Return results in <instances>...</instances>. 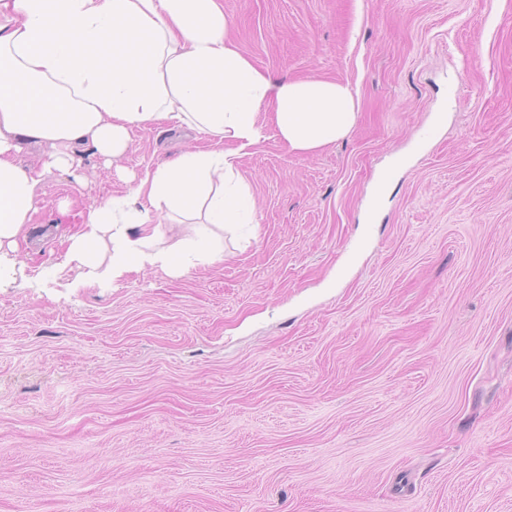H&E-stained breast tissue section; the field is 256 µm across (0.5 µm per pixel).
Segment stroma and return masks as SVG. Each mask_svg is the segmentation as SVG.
Listing matches in <instances>:
<instances>
[{"instance_id":"obj_1","label":"stroma","mask_w":512,"mask_h":512,"mask_svg":"<svg viewBox=\"0 0 512 512\" xmlns=\"http://www.w3.org/2000/svg\"><path fill=\"white\" fill-rule=\"evenodd\" d=\"M223 2L257 68L350 84L358 122L240 158L257 222L221 263L0 289V512H512V0ZM208 146L154 125L86 188L48 174L33 264Z\"/></svg>"}]
</instances>
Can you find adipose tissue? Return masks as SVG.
<instances>
[{"mask_svg":"<svg viewBox=\"0 0 512 512\" xmlns=\"http://www.w3.org/2000/svg\"><path fill=\"white\" fill-rule=\"evenodd\" d=\"M222 0H0V287L110 288L149 266L172 277L223 262L225 227L255 221L237 161L264 137L272 106L289 153H316L355 128L360 102L325 78L277 81L232 38ZM187 127L211 141L145 167L126 195L86 205L56 264L23 248L37 188L81 182L85 156L111 166L134 130ZM46 143L41 167L18 157ZM181 216L179 229L152 212ZM177 241H170L171 231Z\"/></svg>","mask_w":512,"mask_h":512,"instance_id":"obj_1","label":"adipose tissue"}]
</instances>
